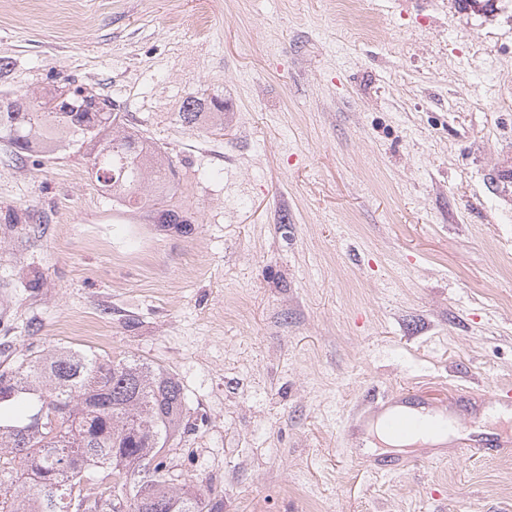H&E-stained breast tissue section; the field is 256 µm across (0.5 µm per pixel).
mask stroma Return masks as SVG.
<instances>
[{"label": "stroma", "mask_w": 512, "mask_h": 512, "mask_svg": "<svg viewBox=\"0 0 512 512\" xmlns=\"http://www.w3.org/2000/svg\"><path fill=\"white\" fill-rule=\"evenodd\" d=\"M107 97L175 187L0 142V369L57 348L179 380L204 512H512V455L355 448L369 391L512 386V0H0V88ZM201 114L182 121L187 97ZM229 103L223 131L213 101ZM169 210L187 224L162 226Z\"/></svg>", "instance_id": "obj_1"}]
</instances>
